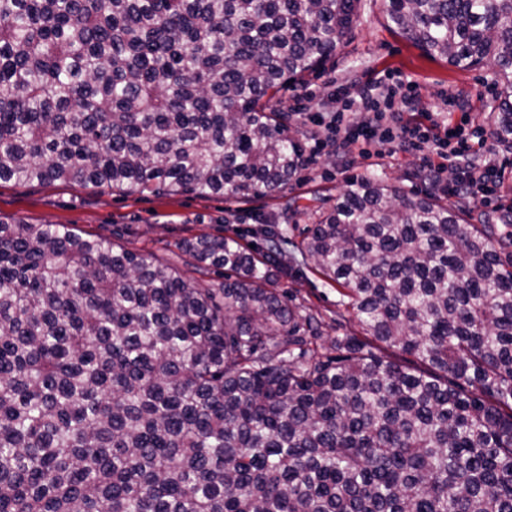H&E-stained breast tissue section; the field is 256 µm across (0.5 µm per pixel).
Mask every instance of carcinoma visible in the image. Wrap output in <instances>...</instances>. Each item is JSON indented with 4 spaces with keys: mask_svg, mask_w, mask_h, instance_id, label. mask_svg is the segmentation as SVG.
I'll return each mask as SVG.
<instances>
[{
    "mask_svg": "<svg viewBox=\"0 0 512 512\" xmlns=\"http://www.w3.org/2000/svg\"><path fill=\"white\" fill-rule=\"evenodd\" d=\"M359 0H0V181L282 192L269 102ZM432 57L492 68L512 145V0H388ZM350 180L290 236L150 253L0 220V512H512V215ZM256 239L250 244L245 236ZM313 262L359 336L273 288Z\"/></svg>",
    "mask_w": 512,
    "mask_h": 512,
    "instance_id": "cac0c4a2",
    "label": "carcinoma"
}]
</instances>
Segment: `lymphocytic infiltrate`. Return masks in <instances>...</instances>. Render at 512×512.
<instances>
[{
	"label": "lymphocytic infiltrate",
	"mask_w": 512,
	"mask_h": 512,
	"mask_svg": "<svg viewBox=\"0 0 512 512\" xmlns=\"http://www.w3.org/2000/svg\"><path fill=\"white\" fill-rule=\"evenodd\" d=\"M342 93L347 105L359 111V120L347 124L338 115L328 121L317 114L312 117L314 123L330 124L342 152L355 150L372 157L383 155L395 146L411 148L426 155L422 174L426 179L437 182L441 179L443 167L433 163L432 154L446 147L453 156L467 158L474 149V136L463 126L437 122L426 128L408 126L404 115L412 110L416 96L412 93L398 94L395 85L355 80L343 86ZM381 95L388 101L389 114L383 115L374 110L376 99Z\"/></svg>",
	"instance_id": "obj_1"
}]
</instances>
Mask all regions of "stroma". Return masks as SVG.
Instances as JSON below:
<instances>
[{"instance_id": "stroma-1", "label": "stroma", "mask_w": 512, "mask_h": 512, "mask_svg": "<svg viewBox=\"0 0 512 512\" xmlns=\"http://www.w3.org/2000/svg\"><path fill=\"white\" fill-rule=\"evenodd\" d=\"M385 0H360L354 29L335 54L301 83H288L271 102L285 113L288 133L303 147L312 138L325 142L319 156L304 162L288 187L278 196L244 200L225 195L131 194L103 190L78 182H0V219L26 224H67L77 233L106 238L132 250L146 251L172 264L187 278L195 277L177 245L204 234L232 235L258 224H288L297 227L313 223L317 214L328 210L349 180L375 178L396 185L407 196L428 193L443 195L442 184L425 181L421 175L423 155L395 151L381 157L365 158L358 153L341 155L327 142L325 126L313 125L312 112L343 109L337 87L346 77L362 80L398 77L414 83L417 108L406 116L409 124L423 114H439L441 121L480 129L482 151L501 171L496 193L491 199L448 197L449 206L472 209L474 215L497 220L512 205V147L499 142L489 115L500 89L488 68L459 70L446 60L429 57L391 27L386 19ZM304 96L306 111L294 109L297 96ZM463 102L460 110L448 111V97ZM279 291L319 313L324 323L323 347L334 337L360 335L361 329L343 308L338 307L336 287L309 267L289 270L279 276Z\"/></svg>"}]
</instances>
